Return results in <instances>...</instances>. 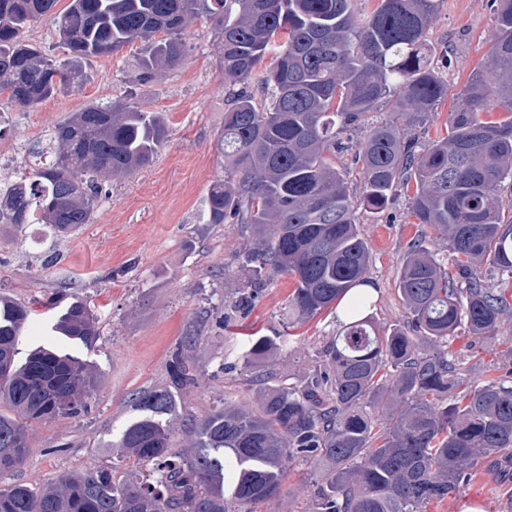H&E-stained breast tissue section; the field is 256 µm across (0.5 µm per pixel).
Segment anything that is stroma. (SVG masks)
I'll list each match as a JSON object with an SVG mask.
<instances>
[{"instance_id": "stroma-1", "label": "stroma", "mask_w": 512, "mask_h": 512, "mask_svg": "<svg viewBox=\"0 0 512 512\" xmlns=\"http://www.w3.org/2000/svg\"><path fill=\"white\" fill-rule=\"evenodd\" d=\"M493 33L486 0H439L429 39L448 54L449 100L433 113L427 138L443 133L449 102L485 61ZM192 34L183 64L156 72L135 89L136 102L161 113L168 127V142L152 165L111 178L91 223L70 236L53 237L45 224H0V295L32 303L76 291L87 297L100 328L95 348L81 353L99 375L90 413L34 426L24 464L0 473V488L36 487L117 465L120 455L111 443L134 415L129 398L167 385L172 355L198 377L173 391L172 446L185 451L193 445L192 422L224 402L251 398L269 380L302 383L340 329L332 309L289 322L295 280L286 273L272 276L246 313L228 317L230 305L251 287L243 252L255 237L246 225L208 224L202 216V201L222 167L216 137L224 124V87L210 23L198 19ZM143 53L137 42L112 56L83 60L81 86L30 109L1 96L0 113L7 119L0 123V167L13 171L36 162L53 126L89 103L126 94V78ZM359 217L371 255L368 279L376 290L369 313L385 330L405 320L395 280L407 243L423 236L439 254L447 248L432 229L414 223L404 195H396L383 214L363 210ZM250 332L284 337L288 346L250 367L225 369L228 342ZM448 349L477 380L506 375L512 371V314L483 342L458 329ZM318 480L315 468L292 467L291 493L258 504L257 512H307L310 498L297 487ZM427 512H512V468L495 456L479 461L457 496L431 503Z\"/></svg>"}]
</instances>
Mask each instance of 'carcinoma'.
I'll return each instance as SVG.
<instances>
[{
	"label": "carcinoma",
	"mask_w": 512,
	"mask_h": 512,
	"mask_svg": "<svg viewBox=\"0 0 512 512\" xmlns=\"http://www.w3.org/2000/svg\"><path fill=\"white\" fill-rule=\"evenodd\" d=\"M59 2L0 0V95L20 107L82 84L78 61L135 42L147 53L127 82L141 86L186 58L184 35L198 18L211 22L224 84L223 167L204 215L209 224L251 225L257 242L245 260L255 280L295 279L289 320L311 319L366 284L358 210L381 212L398 192L415 223L448 242L449 258L422 238L408 242L395 282L406 324L382 332L363 315L368 297L352 298L325 363L304 384L270 386L255 407L224 403L196 424L190 457L171 446L170 387L143 391L111 444L124 469L1 488L0 512H254L281 495L297 463L323 475L312 512H427L482 457L512 455V380L467 383L448 354L459 328L482 340L512 312L482 274L512 276V199L500 197L512 184V0H490L488 62L458 93L445 134L427 141L430 112L448 96L428 38L436 0H378L363 15L350 0H69L62 10ZM43 17L57 28L61 57L26 40ZM382 101L392 119L367 124ZM359 129L356 200L331 157L345 148L342 135ZM166 142L158 112L127 101L88 105L49 132L42 161L0 188V224H47L64 237L92 221L104 182L150 164ZM50 303L54 331L93 349L100 331L88 301L64 294ZM35 316L33 305L0 297V473L24 463L33 425L88 414L98 385L70 352L39 346L18 358ZM286 346L267 336L236 342L226 369ZM169 375L175 388L197 380L179 357Z\"/></svg>",
	"instance_id": "1"
}]
</instances>
